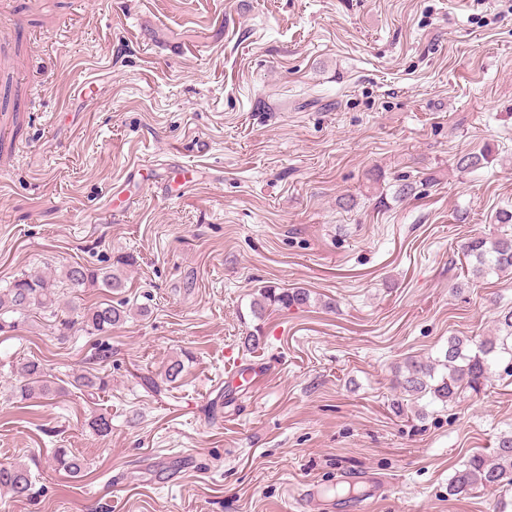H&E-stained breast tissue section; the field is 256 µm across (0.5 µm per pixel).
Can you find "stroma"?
Masks as SVG:
<instances>
[{"instance_id":"1","label":"stroma","mask_w":512,"mask_h":512,"mask_svg":"<svg viewBox=\"0 0 512 512\" xmlns=\"http://www.w3.org/2000/svg\"><path fill=\"white\" fill-rule=\"evenodd\" d=\"M466 153L483 167L457 170ZM185 165L203 179L166 196ZM504 210L512 0H0V288L117 264L124 288L76 301L131 311L99 335L58 340L38 312L0 334V463L34 476L0 512H346L366 477L372 512H512V490L448 493L512 430V377L391 407L397 365L493 335L512 305V273L474 277L459 250L512 234ZM266 285L312 301L255 317ZM28 359L61 391L26 408ZM57 448L83 478L46 467Z\"/></svg>"}]
</instances>
